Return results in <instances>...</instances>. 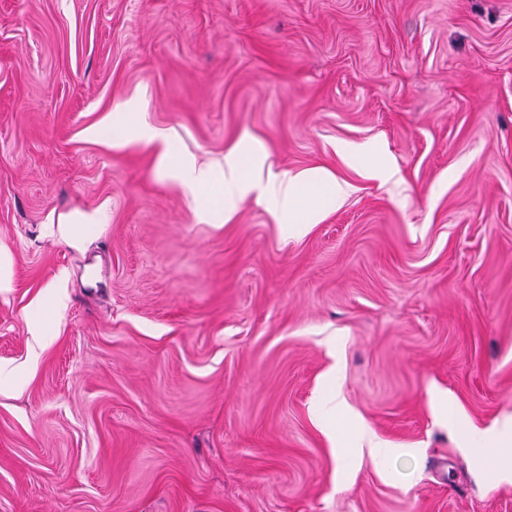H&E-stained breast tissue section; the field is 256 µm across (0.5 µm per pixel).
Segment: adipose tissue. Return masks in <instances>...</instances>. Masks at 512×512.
Here are the masks:
<instances>
[{
    "label": "adipose tissue",
    "instance_id": "1",
    "mask_svg": "<svg viewBox=\"0 0 512 512\" xmlns=\"http://www.w3.org/2000/svg\"><path fill=\"white\" fill-rule=\"evenodd\" d=\"M112 143L117 147L142 146L156 157L161 176L177 184L187 196L198 220L218 214L231 217L250 195H258L276 223L312 224L347 194L349 186L335 176L318 169L277 176L266 172L256 148L234 146L223 168L213 170L196 166L180 154L168 136L150 125L144 114L128 106L115 108ZM69 272L60 269L46 291L32 301L44 314L35 325L39 346H46L47 327L55 323L67 307Z\"/></svg>",
    "mask_w": 512,
    "mask_h": 512
}]
</instances>
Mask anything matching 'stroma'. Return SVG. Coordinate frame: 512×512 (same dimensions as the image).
<instances>
[{"label":"stroma","instance_id":"obj_1","mask_svg":"<svg viewBox=\"0 0 512 512\" xmlns=\"http://www.w3.org/2000/svg\"><path fill=\"white\" fill-rule=\"evenodd\" d=\"M124 102L350 190L198 221L87 137ZM0 250V512H512L462 430L512 421V0H0ZM96 223V220L86 216H61L57 224H47V234L69 245H75L95 234ZM69 272L66 268H61L53 281L45 288L46 291L39 293L33 300L32 305L40 309L44 314V321H39L35 325V334L38 336L37 343L39 347L46 346L51 334L47 331V324H53L67 307L68 295L67 287L69 282Z\"/></svg>","mask_w":512,"mask_h":512}]
</instances>
